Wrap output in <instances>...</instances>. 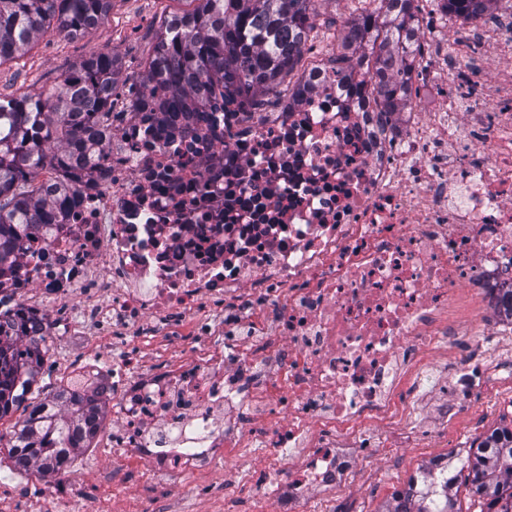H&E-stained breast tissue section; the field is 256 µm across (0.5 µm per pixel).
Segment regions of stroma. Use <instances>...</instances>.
<instances>
[{"instance_id":"1","label":"stroma","mask_w":512,"mask_h":512,"mask_svg":"<svg viewBox=\"0 0 512 512\" xmlns=\"http://www.w3.org/2000/svg\"><path fill=\"white\" fill-rule=\"evenodd\" d=\"M191 0H112L104 21L87 36L50 33L12 61L0 65V99L39 94L56 89L64 74L93 54H114L122 63L119 102L131 99L141 87L144 67L152 55L159 31L172 16L192 9ZM376 0H315L314 28L308 49H320L333 35L342 33L347 21L376 10ZM184 339L167 336L149 344L130 336L81 337L72 347L45 360L36 398H44L61 386L67 368L83 360L88 351L104 359L129 356L147 365H160L184 352ZM492 384L478 395L464 414L448 421L447 451L466 457L483 437L494 430L512 428V360L492 362ZM112 433L104 431L91 448L76 458L74 481L96 512H144L153 497L170 498L173 512H225L224 483L238 467L259 466L250 456L225 462L222 471L207 479L186 478L175 488L149 476L129 459L104 457ZM374 463L361 466L349 501L355 512H384L392 496L423 468L424 449L380 448ZM42 481L17 474L7 451H0V512H42Z\"/></svg>"}]
</instances>
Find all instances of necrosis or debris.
I'll list each match as a JSON object with an SVG mask.
<instances>
[{"label": "necrosis or debris", "mask_w": 512, "mask_h": 512, "mask_svg": "<svg viewBox=\"0 0 512 512\" xmlns=\"http://www.w3.org/2000/svg\"><path fill=\"white\" fill-rule=\"evenodd\" d=\"M475 35L493 46L486 78ZM417 41L403 112L378 111L370 75L356 95L309 57L277 100L219 97L171 133L124 114L63 223L19 240L0 311L44 347L186 339V360L69 370L110 408L116 455L175 486L259 450L238 491L270 512H338L331 491L377 440L406 442L421 398L437 395L444 427L483 390L487 350L512 349V331L455 308L466 293L498 307L512 285V9L429 17ZM70 303L82 324L54 317ZM421 445L411 494L434 497L448 459L438 435Z\"/></svg>", "instance_id": "necrosis-or-debris-1"}]
</instances>
